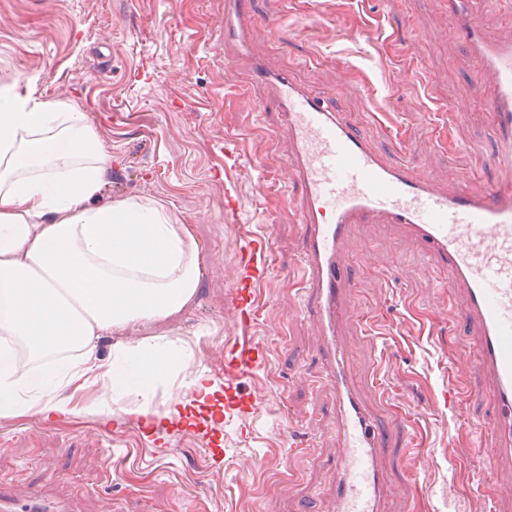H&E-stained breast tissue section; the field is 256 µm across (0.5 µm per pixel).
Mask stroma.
<instances>
[{
    "label": "stroma",
    "mask_w": 512,
    "mask_h": 512,
    "mask_svg": "<svg viewBox=\"0 0 512 512\" xmlns=\"http://www.w3.org/2000/svg\"><path fill=\"white\" fill-rule=\"evenodd\" d=\"M251 52L288 70L370 136L387 162L415 161L441 188L497 183L489 163L493 93L480 59L453 28L448 0H254ZM224 0H0V86L37 76L42 98L86 112L112 155L105 192L164 203L203 246L190 308L150 334L183 345L181 370L150 398H113L104 380L83 393L98 410L66 422L29 412L0 419V489L36 491L73 512H333L336 399L306 314L301 197L286 178L288 133L261 87L241 97L218 22ZM238 138L235 158L224 137ZM456 170L458 180L448 178ZM237 198V211L226 207ZM268 236L270 268L257 318L229 317L238 246ZM345 277L356 307L343 339L359 397L384 430L385 512H477L498 473L481 445L498 425L492 393L469 364L474 328L440 281L426 243L396 224H354ZM251 336L265 364L243 379L253 413L225 418L223 398L167 417L191 399L199 371L219 376L224 341ZM147 408L144 421L115 412ZM224 465L205 463L204 431ZM456 465H449V458Z\"/></svg>",
    "instance_id": "1"
}]
</instances>
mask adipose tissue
I'll use <instances>...</instances> for the list:
<instances>
[{
    "label": "adipose tissue",
    "instance_id": "ef3b65f1",
    "mask_svg": "<svg viewBox=\"0 0 512 512\" xmlns=\"http://www.w3.org/2000/svg\"><path fill=\"white\" fill-rule=\"evenodd\" d=\"M34 85L0 87V419L41 393L42 417L65 421L59 386L85 387L100 369L113 394L145 397L181 368L184 348L156 337L116 346L105 366L96 341L187 309L203 255L164 204L105 196L112 156L86 113Z\"/></svg>",
    "mask_w": 512,
    "mask_h": 512
}]
</instances>
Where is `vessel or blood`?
<instances>
[{"mask_svg": "<svg viewBox=\"0 0 512 512\" xmlns=\"http://www.w3.org/2000/svg\"><path fill=\"white\" fill-rule=\"evenodd\" d=\"M481 0H448V14L483 63L494 87L490 104L492 163L512 172V39L491 41L475 16ZM256 18L249 0H224V47L243 67L246 86L270 93L290 134L287 176L302 195L306 227L302 256L311 320L321 336L329 382L336 396L339 450L334 512H381L379 433L351 381L342 317L350 313L341 273L347 264L348 228L357 223L398 224L428 243L448 285L461 289L463 318L480 336L478 373L497 401L499 425L492 460L512 466V184H475L461 193L441 189L435 178L406 163H387L367 135L285 70H268L249 47ZM269 242L259 236L239 247L230 312L237 324L255 318L253 285L265 278ZM265 359L261 344L236 336L224 344V381L235 391ZM237 394V392H236ZM237 409L253 410L237 394ZM0 512H64L29 495L18 503L0 494Z\"/></svg>", "mask_w": 512, "mask_h": 512, "instance_id": "obj_1", "label": "vessel or blood"}]
</instances>
